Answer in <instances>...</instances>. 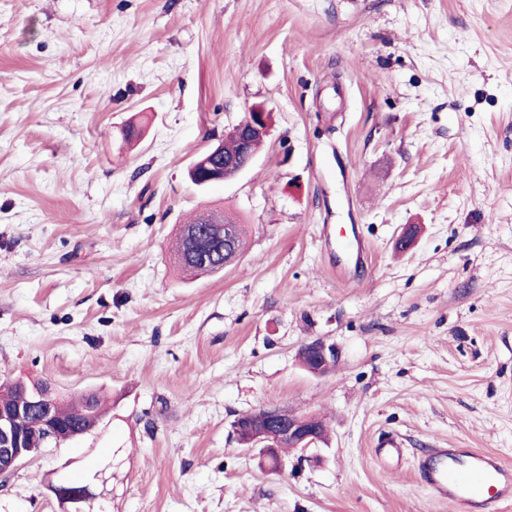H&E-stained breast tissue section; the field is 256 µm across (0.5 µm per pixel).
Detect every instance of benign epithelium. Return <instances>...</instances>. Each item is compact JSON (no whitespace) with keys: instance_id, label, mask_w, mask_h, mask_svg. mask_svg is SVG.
I'll return each mask as SVG.
<instances>
[{"instance_id":"1","label":"benign epithelium","mask_w":512,"mask_h":512,"mask_svg":"<svg viewBox=\"0 0 512 512\" xmlns=\"http://www.w3.org/2000/svg\"><path fill=\"white\" fill-rule=\"evenodd\" d=\"M268 130V119L265 108L253 105L245 117L229 131L240 145L238 163L224 161V166H235L243 170L253 158L251 141L257 135L264 136ZM202 169L208 172L207 181L224 179V172L208 161V156L197 158L191 165V171ZM338 352L336 347L322 339L304 342L299 350V359L303 367L310 373L323 375L336 363ZM52 394L39 389H32L29 407L37 413L34 429L19 433L15 430L17 416L22 410L5 407L0 404V475L13 473L22 461L34 457L47 447V442H65L69 435L64 431L52 415ZM236 434H248L249 445L260 448V453L271 459L275 466L282 465L279 450L288 441L295 448H309L321 441L317 419L288 413L287 410L273 405H262L250 412L239 415L233 422Z\"/></svg>"}]
</instances>
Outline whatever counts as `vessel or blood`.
I'll list each match as a JSON object with an SVG mask.
<instances>
[{
  "instance_id": "vessel-or-blood-1",
  "label": "vessel or blood",
  "mask_w": 512,
  "mask_h": 512,
  "mask_svg": "<svg viewBox=\"0 0 512 512\" xmlns=\"http://www.w3.org/2000/svg\"><path fill=\"white\" fill-rule=\"evenodd\" d=\"M422 485L454 512H501L512 504V467L473 448H429L419 459Z\"/></svg>"
}]
</instances>
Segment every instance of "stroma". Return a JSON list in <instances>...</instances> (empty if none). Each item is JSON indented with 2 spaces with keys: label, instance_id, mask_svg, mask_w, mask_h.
<instances>
[{
  "label": "stroma",
  "instance_id": "obj_1",
  "mask_svg": "<svg viewBox=\"0 0 512 512\" xmlns=\"http://www.w3.org/2000/svg\"><path fill=\"white\" fill-rule=\"evenodd\" d=\"M255 104L263 148L198 189L193 160ZM204 209L246 245L187 277L171 245ZM350 234L364 261L328 249ZM315 338L339 352L323 376L298 360ZM16 380L105 413L0 477V512H63L54 470L107 455L111 512H452L425 449L512 465V0H0ZM263 404L324 418L326 441L271 469L232 427Z\"/></svg>",
  "mask_w": 512,
  "mask_h": 512
}]
</instances>
